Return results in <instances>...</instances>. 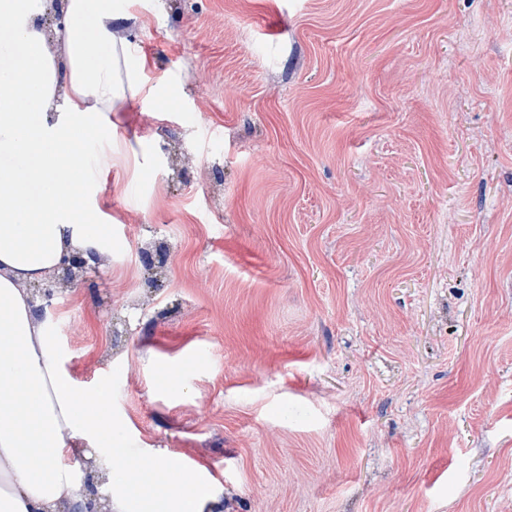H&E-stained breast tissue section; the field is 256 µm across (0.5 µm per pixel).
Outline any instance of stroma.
Here are the masks:
<instances>
[{"mask_svg": "<svg viewBox=\"0 0 512 512\" xmlns=\"http://www.w3.org/2000/svg\"><path fill=\"white\" fill-rule=\"evenodd\" d=\"M140 14L168 93L85 144L62 369L209 512H512V0Z\"/></svg>", "mask_w": 512, "mask_h": 512, "instance_id": "stroma-1", "label": "stroma"}]
</instances>
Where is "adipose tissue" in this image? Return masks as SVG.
I'll list each match as a JSON object with an SVG mask.
<instances>
[{"mask_svg": "<svg viewBox=\"0 0 512 512\" xmlns=\"http://www.w3.org/2000/svg\"><path fill=\"white\" fill-rule=\"evenodd\" d=\"M140 2L0 0V389L12 393L0 400V512H60L83 485L80 449H98L108 473L122 455L106 391L60 369L29 286L102 235L84 217L90 181L66 159L113 113L163 92L128 38ZM176 474L172 461L129 465L110 512H206L209 479L180 486Z\"/></svg>", "mask_w": 512, "mask_h": 512, "instance_id": "1", "label": "adipose tissue"}]
</instances>
